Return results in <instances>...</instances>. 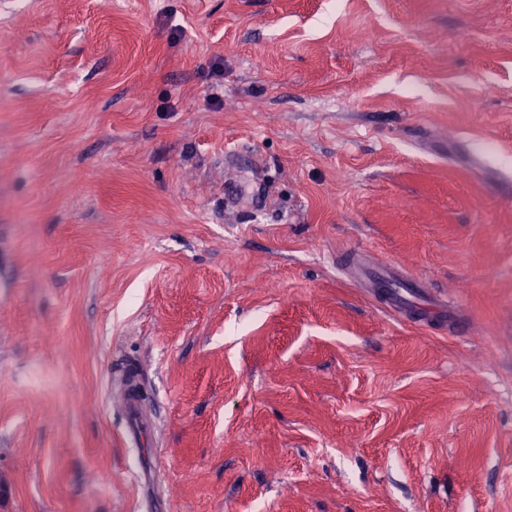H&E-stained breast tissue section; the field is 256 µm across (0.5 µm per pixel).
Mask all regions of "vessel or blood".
I'll list each match as a JSON object with an SVG mask.
<instances>
[{
	"mask_svg": "<svg viewBox=\"0 0 512 512\" xmlns=\"http://www.w3.org/2000/svg\"><path fill=\"white\" fill-rule=\"evenodd\" d=\"M352 264L357 280L371 284L378 294L384 295L390 309L406 317L414 316L419 323L435 321L456 328L460 327L462 313L451 300H448L447 296L423 293L417 300L407 299L402 293L405 279L396 266L388 263H368L359 252L354 254ZM121 391L124 413L128 422L126 437L131 444L136 445L152 430L143 412L137 372L127 373Z\"/></svg>",
	"mask_w": 512,
	"mask_h": 512,
	"instance_id": "vessel-or-blood-1",
	"label": "vessel or blood"
}]
</instances>
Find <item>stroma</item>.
Listing matches in <instances>:
<instances>
[{"label":"stroma","instance_id":"1","mask_svg":"<svg viewBox=\"0 0 512 512\" xmlns=\"http://www.w3.org/2000/svg\"><path fill=\"white\" fill-rule=\"evenodd\" d=\"M503 174L512 0H12L0 512H512ZM352 264L356 271V280L368 282L376 288L378 294L385 296L390 309L401 312L406 318H412V314L418 323L435 321L452 325L457 332L462 330L463 314L448 300L447 295L421 293L417 301H411L402 294V291L410 294L411 290L402 289L404 283L410 282V279L403 277L396 266L388 263H367L361 252L353 255ZM124 413L128 422L127 440L138 445L143 437L152 431L143 412V400L139 391L138 373L130 371L121 387Z\"/></svg>","mask_w":512,"mask_h":512}]
</instances>
